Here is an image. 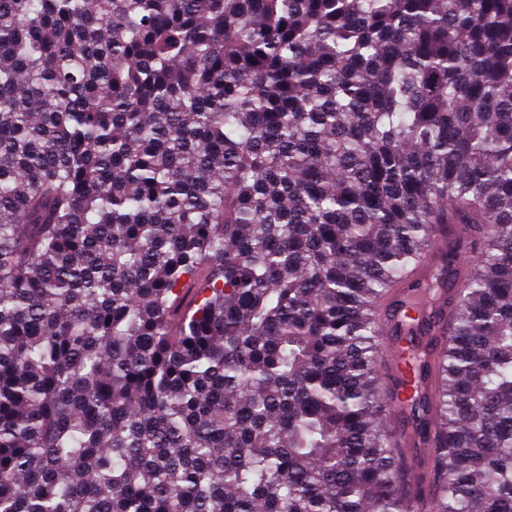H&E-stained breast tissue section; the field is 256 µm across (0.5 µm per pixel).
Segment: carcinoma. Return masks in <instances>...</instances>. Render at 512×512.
Wrapping results in <instances>:
<instances>
[{"mask_svg":"<svg viewBox=\"0 0 512 512\" xmlns=\"http://www.w3.org/2000/svg\"><path fill=\"white\" fill-rule=\"evenodd\" d=\"M0 512H512V0H0ZM390 362L393 370V375L400 382V393L402 398H405V395L409 392L410 386H412L411 382V374L409 366L405 360V356L402 353V347L400 345H396L392 347L389 352Z\"/></svg>","mask_w":512,"mask_h":512,"instance_id":"cac0c4a2","label":"carcinoma"}]
</instances>
